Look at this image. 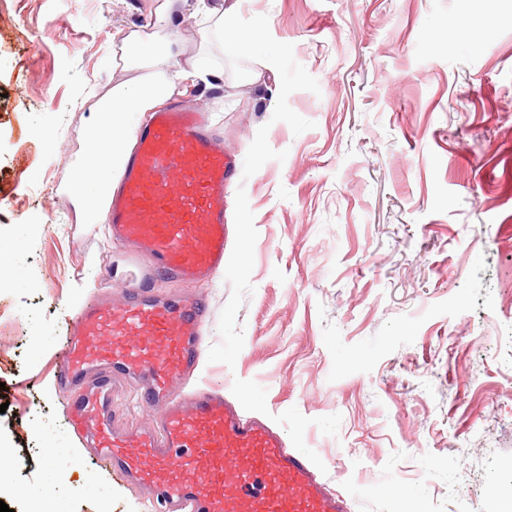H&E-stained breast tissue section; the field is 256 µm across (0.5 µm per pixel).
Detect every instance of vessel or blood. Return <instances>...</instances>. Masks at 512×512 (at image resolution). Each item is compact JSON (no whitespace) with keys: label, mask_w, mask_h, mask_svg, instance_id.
Returning a JSON list of instances; mask_svg holds the SVG:
<instances>
[{"label":"vessel or blood","mask_w":512,"mask_h":512,"mask_svg":"<svg viewBox=\"0 0 512 512\" xmlns=\"http://www.w3.org/2000/svg\"><path fill=\"white\" fill-rule=\"evenodd\" d=\"M237 171L204 112L176 101L138 125L107 222L113 240L144 262L145 283L124 302L81 312L57 380L77 394L80 433L127 481L153 488L157 512H348L280 429L215 391L173 389L196 367L206 306L157 285L206 281L224 265ZM120 379L156 407L150 428L113 427Z\"/></svg>","instance_id":"b4317fda"}]
</instances>
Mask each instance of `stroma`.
Masks as SVG:
<instances>
[{
    "mask_svg": "<svg viewBox=\"0 0 512 512\" xmlns=\"http://www.w3.org/2000/svg\"><path fill=\"white\" fill-rule=\"evenodd\" d=\"M162 0H0V500L29 512L53 450L65 512H156L69 422L54 373L82 308L139 270L68 183L90 87L139 77L131 33ZM463 21L486 26L459 38ZM275 59L203 48L223 71L180 98L241 169L230 246L181 391L224 393L284 430L349 512H512V0H242ZM246 69L262 70L249 85ZM149 408L112 390L117 430Z\"/></svg>",
    "mask_w": 512,
    "mask_h": 512,
    "instance_id": "stroma-1",
    "label": "stroma"
}]
</instances>
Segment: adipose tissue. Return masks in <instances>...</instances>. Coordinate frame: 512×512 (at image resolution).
Here are the masks:
<instances>
[{
	"label": "adipose tissue",
	"instance_id": "obj_1",
	"mask_svg": "<svg viewBox=\"0 0 512 512\" xmlns=\"http://www.w3.org/2000/svg\"><path fill=\"white\" fill-rule=\"evenodd\" d=\"M193 6L206 24L207 33L218 34L225 53L246 56L257 51L265 35L264 25L240 27L236 22V4L217 5L213 0H165L162 21ZM177 40L157 34L141 37L131 34L126 43L128 68H144L148 74L111 88L98 99L99 121L84 133L85 161L78 170L71 190L75 209L92 219H100L104 199L111 194L114 179L128 154L133 136L126 123L132 112H151L165 103L183 82L205 79L198 65L172 64V47Z\"/></svg>",
	"mask_w": 512,
	"mask_h": 512
}]
</instances>
